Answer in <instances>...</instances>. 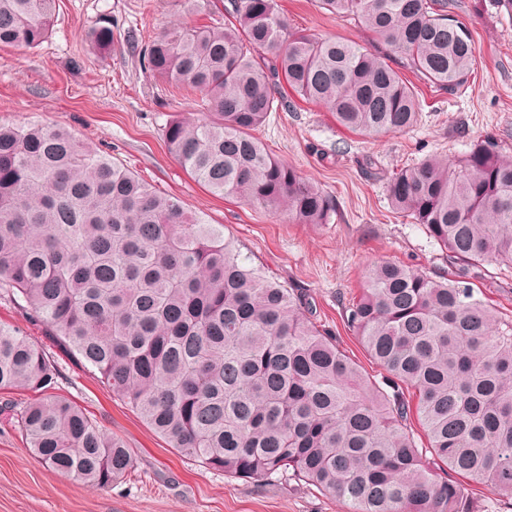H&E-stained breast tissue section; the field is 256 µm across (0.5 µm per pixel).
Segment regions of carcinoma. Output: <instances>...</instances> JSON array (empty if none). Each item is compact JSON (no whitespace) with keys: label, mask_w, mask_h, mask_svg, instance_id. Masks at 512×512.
<instances>
[{"label":"carcinoma","mask_w":512,"mask_h":512,"mask_svg":"<svg viewBox=\"0 0 512 512\" xmlns=\"http://www.w3.org/2000/svg\"><path fill=\"white\" fill-rule=\"evenodd\" d=\"M320 2L443 90H458L475 62L448 0ZM56 8L0 0V46H40ZM141 64L200 95L201 116L164 129L176 161L213 194L299 224L326 223L333 202L252 135L289 108L277 82L362 135L410 129L421 112L387 58L292 32L277 0H228L224 22L161 33ZM388 198L458 269L436 279L371 267L345 319L383 369L380 382L310 320L300 290L248 266L221 227L41 123L0 124V300L45 324L205 468L313 485L347 512H484L463 480L512 501V321L475 297L468 273L512 261V160L483 142L453 168L431 155L395 173ZM57 375L37 343L0 324V390L36 394L15 413L29 451L108 488L133 457L57 393Z\"/></svg>","instance_id":"obj_1"}]
</instances>
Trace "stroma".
<instances>
[{"mask_svg":"<svg viewBox=\"0 0 512 512\" xmlns=\"http://www.w3.org/2000/svg\"><path fill=\"white\" fill-rule=\"evenodd\" d=\"M277 2L292 31L371 40L362 24L330 16L318 0ZM215 3L189 14L180 0H59L52 33L38 48H0V123L66 129L158 192L177 197L189 215L223 225L248 263L302 289L313 306L312 322L335 333L340 349L380 379L382 369L343 321L370 265L390 261L435 278L449 268L446 252L425 228L392 210L388 181L431 154L456 162L481 141L512 158V0H448L449 14L472 32L476 63L454 93L408 73L422 104L411 130L362 136L293 92L288 111L271 113L256 136L273 157L332 198L335 210L324 224H297L286 214L213 195L167 150L164 127L195 113L198 97L151 77L140 46L173 27L223 20L225 0ZM101 28L112 34L106 52L88 38ZM470 275L476 298L512 318V264L484 265ZM0 323L21 329L44 349L57 365L60 394L122 438L135 461L128 477L104 490L48 469L13 421L30 392L0 391V512H345L338 499L311 485H257L185 459L113 395L97 371L60 348L43 324L6 302Z\"/></svg>","mask_w":512,"mask_h":512,"instance_id":"obj_1","label":"stroma"}]
</instances>
